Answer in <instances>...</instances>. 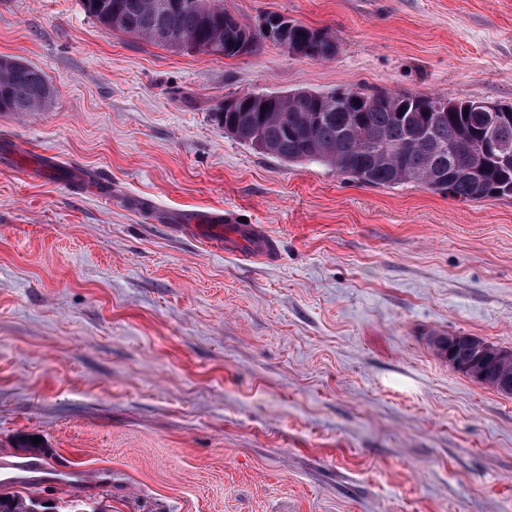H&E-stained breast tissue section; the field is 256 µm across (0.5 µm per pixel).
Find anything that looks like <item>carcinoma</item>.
<instances>
[{
	"mask_svg": "<svg viewBox=\"0 0 512 512\" xmlns=\"http://www.w3.org/2000/svg\"><path fill=\"white\" fill-rule=\"evenodd\" d=\"M84 12L114 33L142 38L184 53L232 58L249 26L224 11V0H81ZM334 45L326 28L298 21L288 29V54L300 56L316 34ZM49 77L38 67L0 56V113L40 112L52 99ZM320 92L298 89L278 98L270 111L252 105L256 93L238 96L241 107H216L218 125L236 132L234 139L288 163H320L363 184L414 185L447 193L461 201L512 196V163L482 152L483 122L472 101L438 95L349 91L348 104L319 99ZM425 129L443 156L418 142L399 158L395 147ZM453 368L464 372L473 359L466 339L451 350ZM48 501L20 492L0 493V512H52Z\"/></svg>",
	"mask_w": 512,
	"mask_h": 512,
	"instance_id": "1",
	"label": "carcinoma"
}]
</instances>
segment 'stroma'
<instances>
[{
    "mask_svg": "<svg viewBox=\"0 0 512 512\" xmlns=\"http://www.w3.org/2000/svg\"><path fill=\"white\" fill-rule=\"evenodd\" d=\"M224 8L330 29L336 54H184L80 0H0V55L54 85L0 113V452L76 462L84 484L35 488L57 512H512V398L432 345L512 350V196L361 184L212 119L298 88L512 105V0ZM228 209L271 260L167 220ZM241 237H246L249 240L251 249L254 250L258 257L271 259L275 254L277 246L275 240L255 224H240L239 228H237V237L226 236L224 238V253H238V245L242 241Z\"/></svg>",
    "mask_w": 512,
    "mask_h": 512,
    "instance_id": "obj_1",
    "label": "stroma"
}]
</instances>
